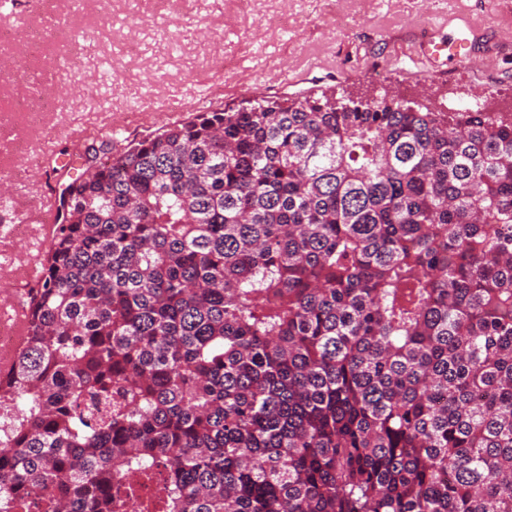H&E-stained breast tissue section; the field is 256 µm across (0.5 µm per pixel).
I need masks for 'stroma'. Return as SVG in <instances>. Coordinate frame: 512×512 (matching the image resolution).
<instances>
[{
    "mask_svg": "<svg viewBox=\"0 0 512 512\" xmlns=\"http://www.w3.org/2000/svg\"><path fill=\"white\" fill-rule=\"evenodd\" d=\"M475 26L472 54L441 69L419 61L426 32L451 42L457 17ZM47 29L74 54L25 61L0 86V104L52 95L36 125L0 120V275L24 274L48 233L36 217L50 188L81 172L104 127L130 140L211 107L303 91L395 93L436 110L512 105V0H0V27ZM31 144L15 156L16 141ZM30 220L24 236L12 224Z\"/></svg>",
    "mask_w": 512,
    "mask_h": 512,
    "instance_id": "35a3bbf8",
    "label": "stroma"
}]
</instances>
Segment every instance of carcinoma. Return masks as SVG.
<instances>
[{
	"instance_id": "carcinoma-1",
	"label": "carcinoma",
	"mask_w": 512,
	"mask_h": 512,
	"mask_svg": "<svg viewBox=\"0 0 512 512\" xmlns=\"http://www.w3.org/2000/svg\"><path fill=\"white\" fill-rule=\"evenodd\" d=\"M26 303L0 512H512V112L308 92L92 146Z\"/></svg>"
}]
</instances>
